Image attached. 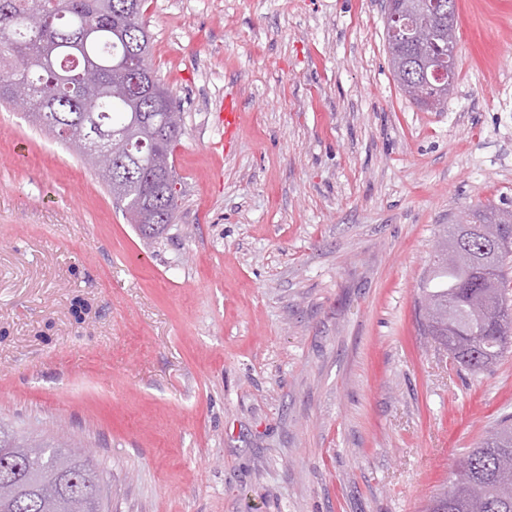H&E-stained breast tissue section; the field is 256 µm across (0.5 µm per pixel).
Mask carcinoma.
<instances>
[{
  "instance_id": "obj_1",
  "label": "carcinoma",
  "mask_w": 512,
  "mask_h": 512,
  "mask_svg": "<svg viewBox=\"0 0 512 512\" xmlns=\"http://www.w3.org/2000/svg\"><path fill=\"white\" fill-rule=\"evenodd\" d=\"M146 0H0V102L24 107L56 142L95 127L112 148V168H95L129 223L155 240L178 208L171 161L183 134L172 92L150 66L142 20ZM417 0H400L403 18H428ZM457 25L435 24L440 47L457 38ZM397 83L409 57L386 33ZM51 45L52 62L39 60ZM421 301L424 332L472 373L491 369L512 347V211L472 209L442 241ZM103 472L70 446L37 440L0 422V512H102ZM427 512H512V418L470 449L444 493Z\"/></svg>"
}]
</instances>
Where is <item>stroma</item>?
Instances as JSON below:
<instances>
[{
	"label": "stroma",
	"instance_id": "obj_1",
	"mask_svg": "<svg viewBox=\"0 0 512 512\" xmlns=\"http://www.w3.org/2000/svg\"><path fill=\"white\" fill-rule=\"evenodd\" d=\"M456 16L426 112L382 0H146L184 129L156 242L0 108V421L89 448L109 512H423L512 414V350L473 374L418 319L444 227L512 209V0ZM385 14H386V23L390 26L391 32L395 35L403 33L404 36L416 43L426 42L428 37L422 33L421 31L408 26L406 22H402L400 26L397 23L400 21V17L390 10V0H385ZM390 28L386 27V42H387V50L390 58V66L395 78V81L398 83L400 88L402 89V81L405 79L406 72L404 69H399L398 61H402L409 57V51L405 44L398 39H395L391 36ZM410 74L407 76L408 81L410 82H424L427 84H432L429 76L432 78V80L435 83L438 84H445L448 82V88L443 90L444 97L448 100V89L454 84L455 82V76L453 71L448 67V70H446L443 67L436 66L432 68L430 71L428 70H418V69H409ZM446 100V102H447ZM240 104L238 98L233 93H227L224 96V116L220 114V121L224 127V138L217 143L216 147L224 146V153L227 154L231 146L235 143V138L240 125Z\"/></svg>",
	"mask_w": 512,
	"mask_h": 512
}]
</instances>
